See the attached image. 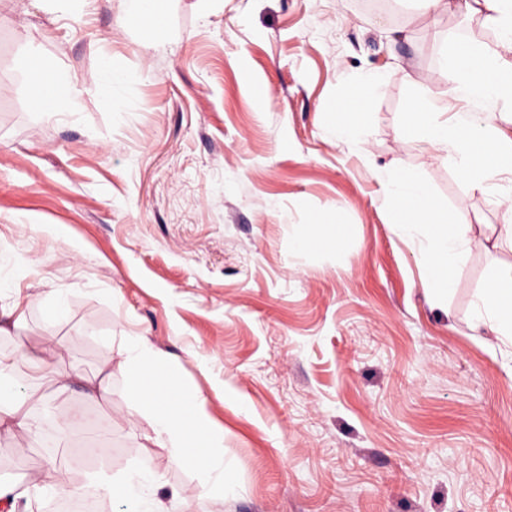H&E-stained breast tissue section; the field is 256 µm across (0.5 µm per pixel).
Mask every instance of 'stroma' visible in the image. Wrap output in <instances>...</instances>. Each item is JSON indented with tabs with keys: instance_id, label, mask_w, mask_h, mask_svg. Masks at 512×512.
Listing matches in <instances>:
<instances>
[{
	"instance_id": "35a3bbf8",
	"label": "stroma",
	"mask_w": 512,
	"mask_h": 512,
	"mask_svg": "<svg viewBox=\"0 0 512 512\" xmlns=\"http://www.w3.org/2000/svg\"><path fill=\"white\" fill-rule=\"evenodd\" d=\"M126 7L0 0V301L23 314L0 354L53 342L50 369L82 375L73 391L40 389L42 416L89 408L106 423L107 451L70 486L146 459L180 512H512V346L473 319L512 246L475 235L436 299L382 183L404 167L439 205L500 223L441 153L399 135L422 95L474 111L449 101L443 49L495 47V30L480 14L422 15L416 0H162L156 42ZM402 28L411 39H395ZM34 48L80 90L76 111L31 109ZM368 72L385 80L363 140L337 142L325 119ZM317 215L346 226L340 248H298ZM60 291L69 314L53 322L42 307ZM127 336L205 400L231 493L150 441L124 388ZM87 378L110 395L89 401ZM40 446L0 430L14 462L0 481L17 493L0 512H46L30 481L50 474Z\"/></svg>"
}]
</instances>
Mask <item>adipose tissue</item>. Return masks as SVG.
Returning a JSON list of instances; mask_svg holds the SVG:
<instances>
[{"instance_id": "adipose-tissue-1", "label": "adipose tissue", "mask_w": 512, "mask_h": 512, "mask_svg": "<svg viewBox=\"0 0 512 512\" xmlns=\"http://www.w3.org/2000/svg\"><path fill=\"white\" fill-rule=\"evenodd\" d=\"M424 13L443 15L484 12L486 22L497 32L496 49L470 41L456 47L445 63L455 74L449 91L452 99L477 104L474 112L444 117L428 98H419L407 112L401 133L415 136L443 153L468 186L488 197L501 211L499 224L473 226L470 220L438 205L419 179L393 169L383 174L386 197L397 215L401 236H422L425 245L419 261L427 272L425 286L436 298L447 297L457 286L456 269L464 246L473 232L496 240H512V136L492 123L501 107H512V0H417ZM29 101L36 111L54 112L77 105L80 92L62 73L49 70L39 55H31L25 68ZM48 81L55 89L45 101L36 86ZM475 320L498 340L512 343V274L496 277L483 288L475 303ZM126 365L124 384L128 396L152 427V442L172 451V460L193 469L210 481L215 492L224 490V434L214 430L206 404L198 394L182 387L147 341L129 338L120 351ZM27 369L28 385L20 387L12 372L16 364ZM45 379V360L21 355L19 360L0 357V427L22 423L33 434L64 436L66 421L57 417L39 421L19 417L18 409L28 391ZM157 479L150 466L128 471L121 480L96 476L92 491L120 502L124 512H163L151 493Z\"/></svg>"}]
</instances>
